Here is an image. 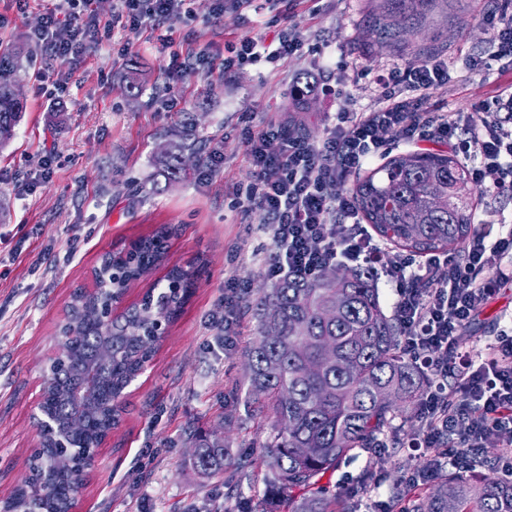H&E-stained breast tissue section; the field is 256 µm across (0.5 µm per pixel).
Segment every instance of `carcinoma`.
I'll return each instance as SVG.
<instances>
[{
  "mask_svg": "<svg viewBox=\"0 0 512 512\" xmlns=\"http://www.w3.org/2000/svg\"><path fill=\"white\" fill-rule=\"evenodd\" d=\"M15 64L0 59V145L12 136L23 109L12 93ZM191 143L162 152L169 177L182 170V153ZM352 194L365 223L389 245L385 258L403 251L432 255L461 252L475 233L471 224L469 170L445 150L412 151L389 158L360 175ZM168 230L133 244L134 263L120 253L102 256L101 271L125 289L161 260ZM67 329V361L46 367L51 410L62 423L78 428L68 440L77 448L94 443L103 429L111 394L119 393L145 348L141 338L150 317L172 321L185 296L147 293L141 304L103 323L93 292L72 297ZM259 339L249 350L248 378L253 412H270L276 435L261 461L270 474L272 496L288 501L289 512H341L336 496L319 485L321 477L357 448H375L389 437L393 421L408 420L406 406L426 390L429 378L407 358L401 329L380 302L367 269H324L315 279L288 277L261 291L256 302ZM277 340L263 339L268 323ZM297 448L312 453L298 456ZM88 460L65 465L53 477L50 495L30 503L37 512H62ZM193 465L203 473L236 466L224 441L200 436ZM512 512V483L494 475L475 479L448 470L425 498L412 497L408 512Z\"/></svg>",
  "mask_w": 512,
  "mask_h": 512,
  "instance_id": "cac0c4a2",
  "label": "carcinoma"
}]
</instances>
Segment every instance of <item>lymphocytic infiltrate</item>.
Masks as SVG:
<instances>
[{"label": "lymphocytic infiltrate", "mask_w": 512, "mask_h": 512, "mask_svg": "<svg viewBox=\"0 0 512 512\" xmlns=\"http://www.w3.org/2000/svg\"><path fill=\"white\" fill-rule=\"evenodd\" d=\"M122 12L100 21L93 0H54L31 42L49 60L64 63L83 52L86 26L111 33L116 24L130 29L170 20L186 0H121ZM304 44L290 30L276 40L244 38L231 45L225 70L234 66L276 62L302 52ZM448 65L430 59L379 77L386 103L368 112L342 113L320 144L293 135L287 126L270 123L249 133L246 153L257 171V183L233 187L235 205L260 213L277 246L265 272L272 280L297 274L316 277L330 265L363 262L377 265L396 295L394 314L403 330L402 349L435 380L420 399L423 445L458 469L467 467V451L496 445L500 472L512 477V452L504 450L502 432L512 433V325L482 347L459 351L455 336L491 299L498 287L512 284V227L497 237L475 232L456 256L400 255L382 262V244L359 222L348 176L374 157L385 137L405 144L437 141L463 144V155L475 163L473 177L496 192L512 191V92L479 104L475 111H422L423 100L447 83ZM408 88L409 97L397 92ZM467 140H459V129ZM447 267L440 281L435 269ZM463 383L448 386L450 373Z\"/></svg>", "instance_id": "f902f5d3"}]
</instances>
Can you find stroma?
Instances as JSON below:
<instances>
[{"mask_svg":"<svg viewBox=\"0 0 512 512\" xmlns=\"http://www.w3.org/2000/svg\"><path fill=\"white\" fill-rule=\"evenodd\" d=\"M44 0H0V54L16 57L15 84L24 108L0 146V500L28 474L37 443L31 414L53 336L76 289L92 288L91 272L108 251L172 228L166 254L149 277L132 282L125 304L138 302L171 269L188 273L187 298L159 341L145 374L131 386L118 428L82 476L83 512H261L267 487L260 461L275 433L272 416L247 408L248 351L259 337L253 309L272 287L264 260L271 235L257 211L235 207L226 187L256 178L246 154L250 127L291 115V95L310 80L304 124L321 142L340 112L384 105L378 75L431 58L448 64V82L433 90L429 112H470L512 88V65L468 64L493 50L492 14H511L512 0H434L402 28L379 26L382 0H282L278 14L217 0H187L180 17L157 27H115L76 60L47 70L29 40ZM295 27L306 53L288 61L225 73L229 44L272 41ZM189 62L171 70L172 55ZM140 83L129 87V70ZM203 142L185 154L169 179L160 148ZM220 159L209 179L210 155ZM244 280L235 338L209 319L224 302V283ZM512 313V287L501 288L457 338L460 350L483 346ZM223 437L240 468L209 476L194 467V437ZM419 418L396 421L381 448L358 449L324 474L323 485L347 512L391 498L394 484L429 463L433 449L411 447Z\"/></svg>","mask_w":512,"mask_h":512,"instance_id":"35a3bbf8","label":"stroma"}]
</instances>
